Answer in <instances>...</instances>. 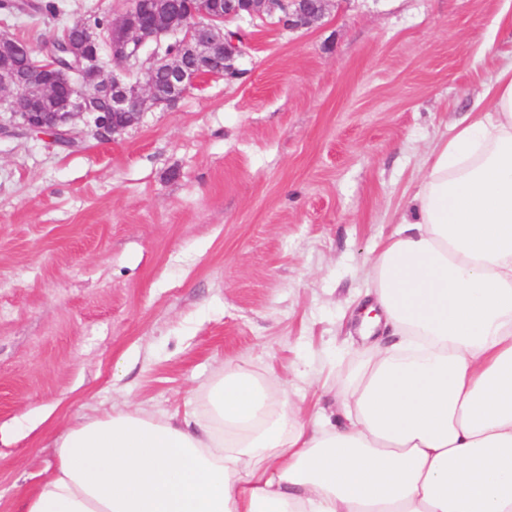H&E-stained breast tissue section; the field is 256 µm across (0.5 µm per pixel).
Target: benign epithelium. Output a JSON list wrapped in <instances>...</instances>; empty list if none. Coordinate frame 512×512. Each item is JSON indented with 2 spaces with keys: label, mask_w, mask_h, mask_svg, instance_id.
<instances>
[{
  "label": "benign epithelium",
  "mask_w": 512,
  "mask_h": 512,
  "mask_svg": "<svg viewBox=\"0 0 512 512\" xmlns=\"http://www.w3.org/2000/svg\"><path fill=\"white\" fill-rule=\"evenodd\" d=\"M332 0H195L189 10L149 8L127 0L107 29L84 28L67 46L79 65L59 67L46 50L18 72L0 62V139L32 136L50 126L56 138L109 140L145 113L170 109L210 79L243 74L237 62L250 47L241 26L285 18L284 28H310Z\"/></svg>",
  "instance_id": "7a95c632"
}]
</instances>
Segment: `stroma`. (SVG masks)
<instances>
[{
    "mask_svg": "<svg viewBox=\"0 0 512 512\" xmlns=\"http://www.w3.org/2000/svg\"><path fill=\"white\" fill-rule=\"evenodd\" d=\"M64 4L0 25L37 48L124 8ZM510 64L512 0H333L310 28H255L240 79L111 141L0 140V512L51 472L66 428L173 413L227 366L332 410L376 245Z\"/></svg>",
    "mask_w": 512,
    "mask_h": 512,
    "instance_id": "35a3bbf8",
    "label": "stroma"
}]
</instances>
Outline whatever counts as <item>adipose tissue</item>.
Here are the masks:
<instances>
[{
	"label": "adipose tissue",
	"mask_w": 512,
	"mask_h": 512,
	"mask_svg": "<svg viewBox=\"0 0 512 512\" xmlns=\"http://www.w3.org/2000/svg\"><path fill=\"white\" fill-rule=\"evenodd\" d=\"M389 339L301 417L227 366L183 413L68 428L20 512H512V65L440 142L371 262Z\"/></svg>",
	"instance_id": "adipose-tissue-1"
}]
</instances>
